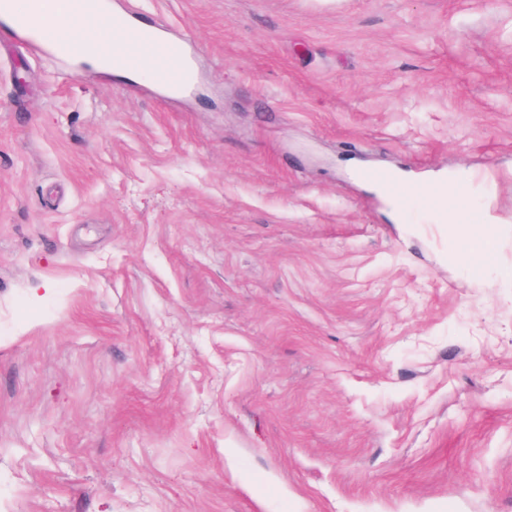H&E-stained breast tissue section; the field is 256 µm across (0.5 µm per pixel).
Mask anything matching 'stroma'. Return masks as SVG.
Masks as SVG:
<instances>
[{"mask_svg":"<svg viewBox=\"0 0 512 512\" xmlns=\"http://www.w3.org/2000/svg\"><path fill=\"white\" fill-rule=\"evenodd\" d=\"M111 2L185 86L0 21V512H512V0ZM448 199H451L450 195H448ZM457 208V203L451 199L447 208L440 214L442 218L440 223H448L447 233L450 239L454 240L459 236L467 237L472 244L471 256L485 261V265H487L490 258V245L495 239L492 238V227L490 225L461 224L458 221Z\"/></svg>","mask_w":512,"mask_h":512,"instance_id":"obj_1","label":"stroma"}]
</instances>
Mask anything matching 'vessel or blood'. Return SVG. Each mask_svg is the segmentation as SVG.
<instances>
[{
  "mask_svg": "<svg viewBox=\"0 0 512 512\" xmlns=\"http://www.w3.org/2000/svg\"><path fill=\"white\" fill-rule=\"evenodd\" d=\"M53 8L51 0H0V18L22 36L33 49L67 54L68 28L63 24H45L41 17ZM64 12L69 21L114 25L120 37L117 50L103 52L100 44H88L89 55H106L115 68L144 65L157 85L174 88L188 76L181 49L159 27L147 28L107 11L104 0H65Z\"/></svg>",
  "mask_w": 512,
  "mask_h": 512,
  "instance_id": "b4317fda",
  "label": "vessel or blood"
}]
</instances>
